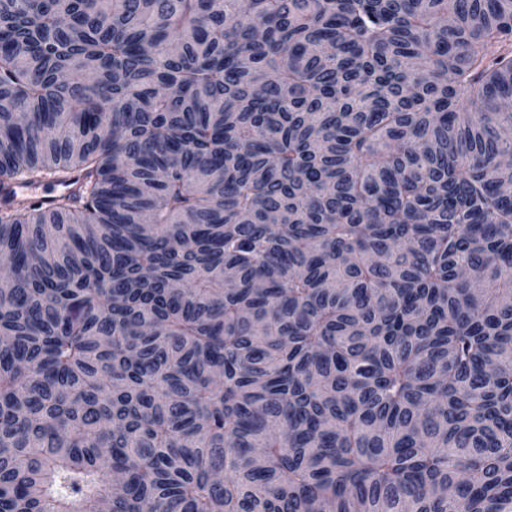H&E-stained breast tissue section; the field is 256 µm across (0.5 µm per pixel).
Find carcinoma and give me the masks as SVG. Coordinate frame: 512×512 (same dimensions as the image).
Returning a JSON list of instances; mask_svg holds the SVG:
<instances>
[{
	"label": "carcinoma",
	"mask_w": 512,
	"mask_h": 512,
	"mask_svg": "<svg viewBox=\"0 0 512 512\" xmlns=\"http://www.w3.org/2000/svg\"><path fill=\"white\" fill-rule=\"evenodd\" d=\"M510 105L512 0H0V512H512Z\"/></svg>",
	"instance_id": "cac0c4a2"
}]
</instances>
